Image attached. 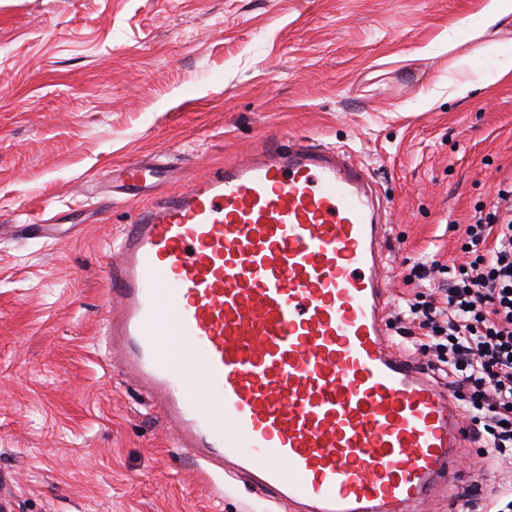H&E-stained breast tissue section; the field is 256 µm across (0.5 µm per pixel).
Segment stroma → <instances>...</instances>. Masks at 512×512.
<instances>
[{"label": "stroma", "instance_id": "obj_1", "mask_svg": "<svg viewBox=\"0 0 512 512\" xmlns=\"http://www.w3.org/2000/svg\"><path fill=\"white\" fill-rule=\"evenodd\" d=\"M481 0H0V503L9 512H289L175 445L105 325L112 243L153 196L95 175L160 158L189 179L304 137L369 168L395 310L414 265L462 263L512 182V80L448 100ZM63 222L57 239L38 224Z\"/></svg>", "mask_w": 512, "mask_h": 512}]
</instances>
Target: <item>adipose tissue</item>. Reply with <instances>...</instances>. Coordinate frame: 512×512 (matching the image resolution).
Segmentation results:
<instances>
[{
    "mask_svg": "<svg viewBox=\"0 0 512 512\" xmlns=\"http://www.w3.org/2000/svg\"><path fill=\"white\" fill-rule=\"evenodd\" d=\"M475 40L479 48L451 64L449 99L467 100L473 93L491 90L512 76V0H483L476 13L455 20L437 43L454 50Z\"/></svg>",
    "mask_w": 512,
    "mask_h": 512,
    "instance_id": "obj_1",
    "label": "adipose tissue"
}]
</instances>
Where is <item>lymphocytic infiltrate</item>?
<instances>
[{
	"mask_svg": "<svg viewBox=\"0 0 512 512\" xmlns=\"http://www.w3.org/2000/svg\"><path fill=\"white\" fill-rule=\"evenodd\" d=\"M464 245L470 259L450 267L447 281L432 279L426 264L413 267L430 286L395 323L404 335L425 336L414 350L448 375L479 455L512 465V186L466 226Z\"/></svg>",
	"mask_w": 512,
	"mask_h": 512,
	"instance_id": "f902f5d3",
	"label": "lymphocytic infiltrate"
}]
</instances>
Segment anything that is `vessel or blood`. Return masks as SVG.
<instances>
[{
    "label": "vessel or blood",
    "mask_w": 512,
    "mask_h": 512,
    "mask_svg": "<svg viewBox=\"0 0 512 512\" xmlns=\"http://www.w3.org/2000/svg\"><path fill=\"white\" fill-rule=\"evenodd\" d=\"M156 177L133 160L106 181L136 197ZM387 237L341 149L291 139L226 164L129 224L112 348L180 447L297 512L479 499L459 402L389 338Z\"/></svg>",
    "instance_id": "b4317fda"
}]
</instances>
